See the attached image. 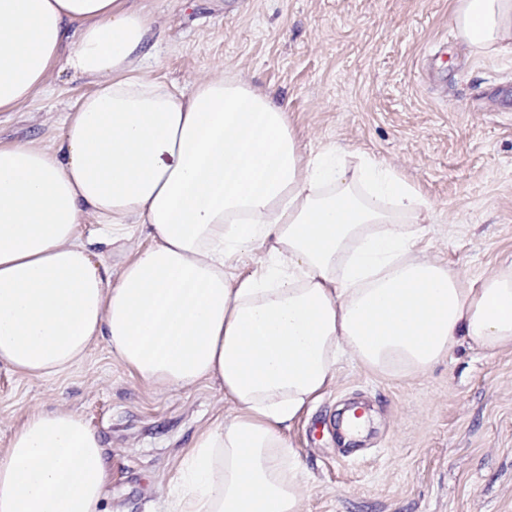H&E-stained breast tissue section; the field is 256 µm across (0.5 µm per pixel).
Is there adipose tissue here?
<instances>
[{
	"instance_id": "adipose-tissue-1",
	"label": "adipose tissue",
	"mask_w": 512,
	"mask_h": 512,
	"mask_svg": "<svg viewBox=\"0 0 512 512\" xmlns=\"http://www.w3.org/2000/svg\"><path fill=\"white\" fill-rule=\"evenodd\" d=\"M82 24L66 64L110 81L65 117L49 151L0 145V361L50 377L95 337L141 376L189 384L216 374L249 410L188 461L180 512H297V453L278 426L323 388L338 351L407 374L450 355L459 337L491 353L512 343V264L469 284L410 260L423 208L372 158L355 170L304 159L283 107L234 82L188 100L125 75L146 18L123 0H0V109L37 87L64 21ZM475 52L512 32V0H456ZM105 240L130 214L151 245L113 277L80 232ZM269 244L230 287L224 256ZM108 479L97 432L59 411L29 419L0 460V512H102Z\"/></svg>"
}]
</instances>
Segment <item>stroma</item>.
Segmentation results:
<instances>
[{
	"label": "stroma",
	"instance_id": "obj_1",
	"mask_svg": "<svg viewBox=\"0 0 512 512\" xmlns=\"http://www.w3.org/2000/svg\"><path fill=\"white\" fill-rule=\"evenodd\" d=\"M146 25L130 75L190 93L220 78L284 107L305 157L329 152L347 168L374 158L425 202L417 260L463 282L512 261V103L490 109L491 86L512 87V37L474 53L456 34L453 0H125ZM42 84L0 110V144L54 149L76 103L103 83L73 72L80 29L66 24ZM95 237L120 276L148 247L150 225ZM372 401L365 445L345 454L314 421L343 402ZM67 410L99 435L106 512H173L176 481L199 443L242 416L219 376L190 384L141 378L92 340L56 376L0 362V460L37 415ZM279 433L299 457L297 512H512V345L488 354L459 337L451 357L411 374L376 371L346 352L321 393Z\"/></svg>",
	"mask_w": 512,
	"mask_h": 512
}]
</instances>
